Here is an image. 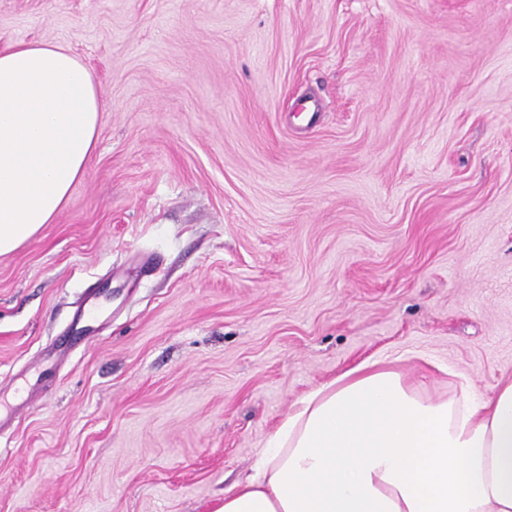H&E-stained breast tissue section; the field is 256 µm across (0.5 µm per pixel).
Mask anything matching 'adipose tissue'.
Listing matches in <instances>:
<instances>
[{
  "mask_svg": "<svg viewBox=\"0 0 512 512\" xmlns=\"http://www.w3.org/2000/svg\"><path fill=\"white\" fill-rule=\"evenodd\" d=\"M104 110L68 46L0 48V255L68 204ZM220 512H512V376L434 396L359 365L291 406Z\"/></svg>",
  "mask_w": 512,
  "mask_h": 512,
  "instance_id": "adipose-tissue-1",
  "label": "adipose tissue"
}]
</instances>
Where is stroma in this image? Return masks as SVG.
<instances>
[{"label": "stroma", "instance_id": "obj_1", "mask_svg": "<svg viewBox=\"0 0 512 512\" xmlns=\"http://www.w3.org/2000/svg\"><path fill=\"white\" fill-rule=\"evenodd\" d=\"M106 100L0 257V512H219L300 397L370 361L512 375V0H0ZM96 338L30 404L88 290ZM56 367V360L49 357L38 366L33 374L18 378L20 382L23 383L26 390V396L23 402L28 401L36 392L43 388L44 383L55 374Z\"/></svg>", "mask_w": 512, "mask_h": 512}]
</instances>
